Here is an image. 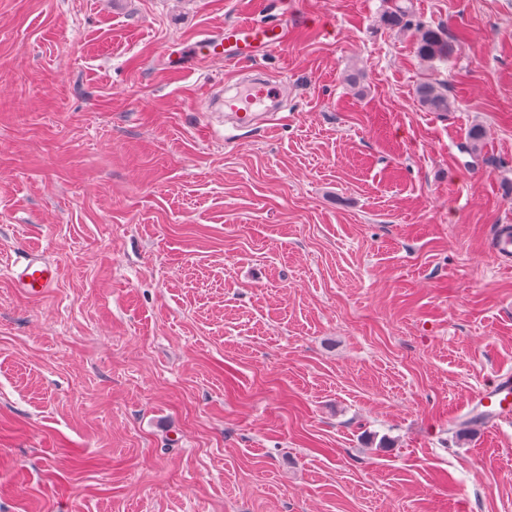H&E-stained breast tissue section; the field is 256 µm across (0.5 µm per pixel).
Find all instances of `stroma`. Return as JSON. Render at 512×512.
<instances>
[{"label":"stroma","instance_id":"obj_1","mask_svg":"<svg viewBox=\"0 0 512 512\" xmlns=\"http://www.w3.org/2000/svg\"><path fill=\"white\" fill-rule=\"evenodd\" d=\"M400 3L0 0V512H512V0ZM249 17L288 85L228 140L168 53ZM415 49L423 60H445L451 52L448 37L439 28L417 25L415 28ZM417 97L420 103L433 112H446L450 106L448 94L435 82L423 80L419 83ZM490 250L503 266L510 268L512 262V232L506 230L495 234L491 239ZM8 275L18 292L39 298L55 287L57 267L42 254L29 251L10 263ZM478 408L490 415L485 422L509 421L512 417V371H501L480 389L474 399Z\"/></svg>","mask_w":512,"mask_h":512}]
</instances>
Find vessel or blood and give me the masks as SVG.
Listing matches in <instances>:
<instances>
[{"label": "vessel or blood", "instance_id": "1", "mask_svg": "<svg viewBox=\"0 0 512 512\" xmlns=\"http://www.w3.org/2000/svg\"><path fill=\"white\" fill-rule=\"evenodd\" d=\"M288 42V25L271 24L259 19H244L227 24L223 32L200 36L189 48L200 59L220 58L227 63L243 66L247 77L235 95L225 99V117L233 128L253 126L266 120L261 112L264 101L274 100L276 92L267 85L253 82L252 75L261 62L283 49ZM490 250L503 265H512V232L503 231L491 239ZM9 278L18 292L38 298L54 288L57 267L40 253L29 251L11 262ZM477 407L489 414L492 422L512 419V371H502L475 396Z\"/></svg>", "mask_w": 512, "mask_h": 512}]
</instances>
